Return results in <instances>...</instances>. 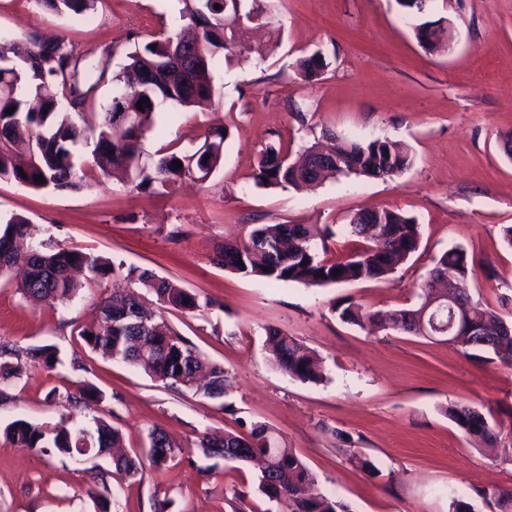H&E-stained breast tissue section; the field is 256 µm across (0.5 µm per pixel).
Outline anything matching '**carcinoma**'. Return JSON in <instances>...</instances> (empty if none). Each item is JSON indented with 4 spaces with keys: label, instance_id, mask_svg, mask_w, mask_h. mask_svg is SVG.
<instances>
[{
    "label": "carcinoma",
    "instance_id": "obj_1",
    "mask_svg": "<svg viewBox=\"0 0 512 512\" xmlns=\"http://www.w3.org/2000/svg\"><path fill=\"white\" fill-rule=\"evenodd\" d=\"M99 0H36L43 9L56 14L82 16L96 9ZM183 16L198 28L192 39L197 65L189 73L174 61L184 38L160 34L135 46L126 54L128 62L112 77L118 91L103 106L102 112L88 117L83 112L94 96L98 80L80 79V59L66 49L63 40H0V179L12 178L34 189H67L84 186L88 173L75 162L74 147L83 143L91 147V169L102 176L122 169L134 172L140 190L157 191L177 184L191 173V168L207 165L214 171L222 157L225 135L217 130L213 141L204 144L199 155L166 152L150 167L141 165V141L153 124V117L167 105L203 109L218 96L214 70L219 61H230L244 46V35L237 31L238 13L252 15L258 24L265 20V10L253 6L243 10L244 0H182ZM220 8H215V5ZM77 110L81 124L60 115V99ZM143 102V108L137 103ZM14 109L7 114L8 109ZM326 143L316 142L305 154L330 152L334 159L321 177L305 165L289 161L288 152L274 144L261 155L256 184L267 187L317 186L328 177L356 175L366 178H392L413 164L410 148L400 141L377 138L367 141L347 140L334 133L325 134ZM182 167H176V163ZM25 176H20V173ZM43 177L40 183L35 177ZM348 233L376 246H365L344 260L329 263L316 248L318 232L304 224H259L242 242L226 243L216 251L215 262L242 276H261L270 281L299 282L322 286L365 279H384L419 247L420 225L412 217L391 210L359 212L347 224ZM27 221L14 216L0 224V271L16 265L25 267L20 286L23 295L65 303L74 297L79 285L72 277L75 269H85L94 277L106 278L116 273L107 258L79 248L42 250L28 242ZM435 268L456 273V294L468 307L455 344L465 353L486 361L512 365V335H495L505 319L472 299L469 279L474 261L461 247L444 251ZM340 273H334V270ZM126 277L139 284L165 309L193 311L200 307L195 295L180 288L149 269L130 268ZM435 288H423L420 302L413 308L392 313L401 322L399 331L415 334L422 311L432 301ZM339 318L361 326L367 321L382 326L380 314L371 313L352 302L336 307ZM159 312L150 307L141 293H113L99 304V318L81 333L85 342L107 358H118L142 368L150 376L174 390L196 385L198 374L207 372L202 386L205 395L222 398L226 394L224 367L208 364L195 348L166 323L157 320ZM266 345L273 363L288 376L303 382L323 379L320 362L294 337L281 330L266 328ZM57 358L51 345L33 346L21 352L0 344V380L14 378L22 372L21 363L53 367ZM62 405L72 410L67 419L49 426L19 419L0 430L12 445L38 448L64 458L84 455L83 449L96 456H109L115 469L135 476L149 467L161 470L174 447L159 427L149 432V450L139 457L117 453L122 434L102 419L88 428L74 421V411L97 399L96 390L86 387L78 393L58 395ZM445 413L467 436L494 441L499 435L478 409L468 405H451ZM196 448L207 458L221 457L236 462L242 457L259 458L255 477L257 492L282 507V512H352L350 507L325 496L308 494L314 477L302 459L286 443L271 434L264 425H255L249 435L231 432L208 433L199 437ZM348 460L362 471L376 470L372 460L357 448L348 450Z\"/></svg>",
    "mask_w": 512,
    "mask_h": 512
}]
</instances>
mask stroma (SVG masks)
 I'll use <instances>...</instances> for the list:
<instances>
[{"label": "stroma", "mask_w": 512, "mask_h": 512, "mask_svg": "<svg viewBox=\"0 0 512 512\" xmlns=\"http://www.w3.org/2000/svg\"><path fill=\"white\" fill-rule=\"evenodd\" d=\"M260 2L268 25L250 34L253 52L217 67L219 101L202 112L156 113L142 141L148 165L172 149L193 153L211 130H226L222 159L207 179L155 194L115 177L55 191L0 179V221L25 218L33 246L87 249L195 294L199 309L163 316L230 380L219 399L174 391L88 348L79 328L95 322L103 297L128 287L124 277L82 278L76 296L59 304L27 299L14 273L0 275V341L59 351L54 368H26L0 387L7 393L0 427L18 419L57 423L64 409L54 392L91 385L101 398L82 411L86 424L104 419L136 453L148 450L157 425L178 447L163 471L130 476L107 457L62 459L0 436V512H97L93 491L110 512H233L238 492L247 512H256L263 502L252 469L204 457L194 446L204 433L245 434L256 424L302 458L316 493L351 512H449L454 499L493 512L482 492L512 489V367L447 342L371 332L336 312L342 302L371 312L412 306L435 258L460 245L474 259V298L512 321V248L501 234L512 225V158L500 148L512 131V0H431L424 20H443L454 36L450 49L433 53L415 39V20L396 0ZM181 7L180 0H99L85 21L46 12L35 0H0V37H58L95 60L111 50L110 77L85 106L97 112L135 44L185 26ZM315 52L327 66L304 78L297 63ZM326 129L402 141L413 164L386 180L352 175L314 188L257 186L265 146L280 142L296 155ZM363 209L396 210L421 226L418 251L390 278L307 286L244 277L212 261L218 244L246 239L258 224L331 227L326 257L345 258L357 247L345 226ZM270 326L320 359L321 382L271 364ZM455 403L498 422V444L464 435L445 414ZM349 446L368 454L378 474L352 464Z\"/></svg>", "instance_id": "obj_1"}]
</instances>
